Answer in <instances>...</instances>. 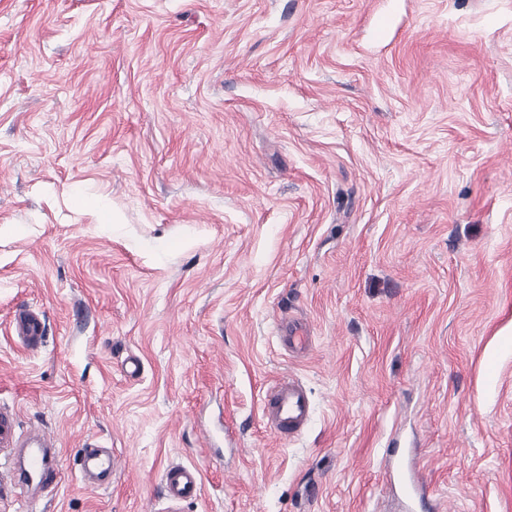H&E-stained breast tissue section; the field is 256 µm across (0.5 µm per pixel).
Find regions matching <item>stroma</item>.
Here are the masks:
<instances>
[{
  "instance_id": "obj_1",
  "label": "stroma",
  "mask_w": 512,
  "mask_h": 512,
  "mask_svg": "<svg viewBox=\"0 0 512 512\" xmlns=\"http://www.w3.org/2000/svg\"><path fill=\"white\" fill-rule=\"evenodd\" d=\"M0 408L61 450L0 512H403L392 448L512 512V0H0ZM14 325L17 334L28 346L34 348L42 342L43 320L31 310H19L14 316ZM311 416V401L306 389L299 382L280 381L267 394L263 406L266 424L281 438L300 435ZM83 470L88 479L93 476L112 477V468L114 461L112 460V449L101 448L100 445L92 444L87 448L84 458ZM162 481L167 496L174 502L197 497L201 491V474L195 466L171 465L164 471Z\"/></svg>"
}]
</instances>
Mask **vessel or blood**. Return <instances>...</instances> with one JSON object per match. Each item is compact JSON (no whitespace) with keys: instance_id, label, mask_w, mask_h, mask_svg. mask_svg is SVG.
Here are the masks:
<instances>
[{"instance_id":"b4317fda","label":"vessel or blood","mask_w":512,"mask_h":512,"mask_svg":"<svg viewBox=\"0 0 512 512\" xmlns=\"http://www.w3.org/2000/svg\"><path fill=\"white\" fill-rule=\"evenodd\" d=\"M15 329L28 346H38L42 341L43 321L37 313L23 309L14 316ZM311 416V401L306 389L299 382L280 381L267 394L263 406L266 424L282 438L300 435ZM14 412L0 409V489H16L37 485H56L60 475V450L55 440L40 439L39 449L23 453L24 441L17 430ZM114 462L111 449L93 444L88 448L83 470L86 476L112 474ZM162 481L167 496L177 502L198 496L201 491V474L197 467L176 464L163 473Z\"/></svg>"}]
</instances>
